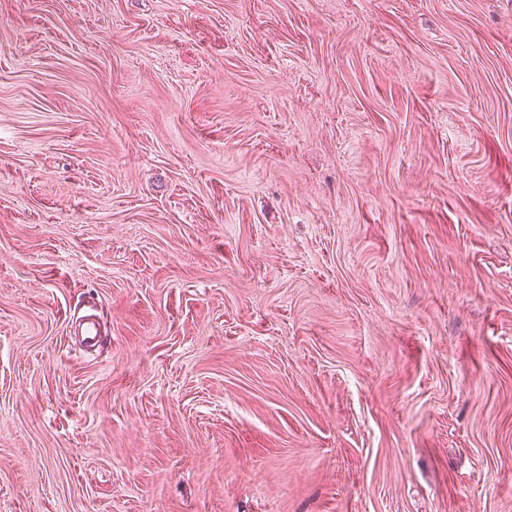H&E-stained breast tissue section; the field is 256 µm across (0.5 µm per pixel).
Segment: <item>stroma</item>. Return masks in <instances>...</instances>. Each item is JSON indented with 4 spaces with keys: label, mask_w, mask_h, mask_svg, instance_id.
Masks as SVG:
<instances>
[{
    "label": "stroma",
    "mask_w": 512,
    "mask_h": 512,
    "mask_svg": "<svg viewBox=\"0 0 512 512\" xmlns=\"http://www.w3.org/2000/svg\"><path fill=\"white\" fill-rule=\"evenodd\" d=\"M0 512H512V0H0Z\"/></svg>",
    "instance_id": "stroma-1"
}]
</instances>
